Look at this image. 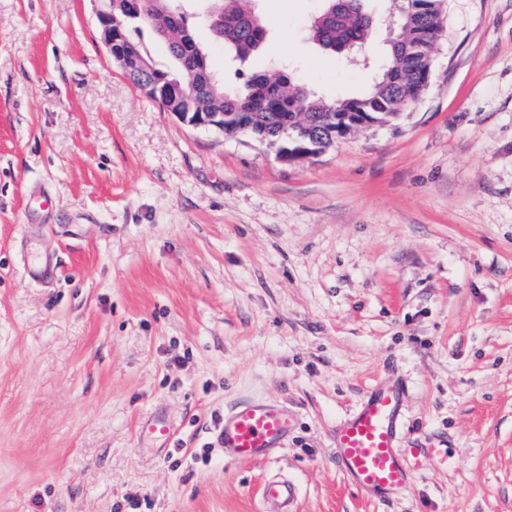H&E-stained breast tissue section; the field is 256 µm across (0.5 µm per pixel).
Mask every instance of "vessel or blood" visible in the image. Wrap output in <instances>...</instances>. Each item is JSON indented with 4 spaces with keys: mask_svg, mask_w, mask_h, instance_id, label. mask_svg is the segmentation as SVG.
Instances as JSON below:
<instances>
[{
    "mask_svg": "<svg viewBox=\"0 0 512 512\" xmlns=\"http://www.w3.org/2000/svg\"><path fill=\"white\" fill-rule=\"evenodd\" d=\"M30 279L53 273L49 257L30 252L25 265ZM404 386L392 381L370 389L358 406L336 424V465L348 482L368 498L389 497L409 482L412 467L401 447L404 436ZM295 414L287 405L249 400L226 410L213 443L228 466L267 462L287 445ZM299 489L294 481L268 477L260 490L263 512H295Z\"/></svg>",
    "mask_w": 512,
    "mask_h": 512,
    "instance_id": "b4317fda",
    "label": "vessel or blood"
}]
</instances>
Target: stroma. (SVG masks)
<instances>
[{
    "mask_svg": "<svg viewBox=\"0 0 512 512\" xmlns=\"http://www.w3.org/2000/svg\"><path fill=\"white\" fill-rule=\"evenodd\" d=\"M319 0H259L269 37L226 84L289 61L334 98ZM98 0H0V512H512V0H447L430 87L304 164L182 124L100 39ZM56 268L30 280L29 246ZM399 380L409 486L367 498L334 429ZM245 399L288 405L269 462L225 466ZM170 440L143 431L155 415ZM440 445L448 464L430 462ZM299 489L294 481L282 477H268L260 490V498L265 507L263 512H295Z\"/></svg>",
    "mask_w": 512,
    "mask_h": 512,
    "instance_id": "stroma-1",
    "label": "stroma"
}]
</instances>
